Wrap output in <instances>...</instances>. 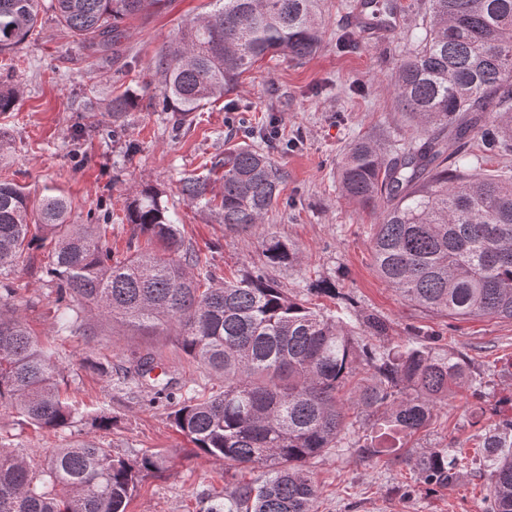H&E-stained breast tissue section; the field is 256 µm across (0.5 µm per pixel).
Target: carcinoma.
Listing matches in <instances>:
<instances>
[{
	"mask_svg": "<svg viewBox=\"0 0 512 512\" xmlns=\"http://www.w3.org/2000/svg\"><path fill=\"white\" fill-rule=\"evenodd\" d=\"M58 23L87 48L117 53L124 22L165 0H52ZM219 8L188 20L163 48L154 70L162 108L181 127L206 104L224 98L271 53L295 60L321 43L314 0H215ZM40 0H0V55L35 34ZM414 53L396 65L393 91L426 138L389 151L357 140L341 159V194L364 208L386 203L371 225L379 276L409 303L463 320L512 321V169L480 172L481 162L512 155V0H427ZM17 90L0 79V113ZM220 203L207 180L184 192L218 209L224 225L263 223L277 203L283 174L250 145L224 153ZM62 196L31 207L18 185L0 180V307L14 289L8 270L30 249L31 233L51 237L45 267L59 328L82 314L120 321L142 333L172 328L183 351L224 377L207 397L184 390L170 414L197 455L266 471L257 485L224 484L209 512H315L317 488L308 461L332 452L401 448L425 428L452 389L472 382L467 359L429 336L388 348L369 342L387 326L376 316L325 315L290 295L265 272L216 282L186 246L178 225L153 194L126 208L134 230L168 257L139 248L112 258L100 224H73ZM270 267L292 265L298 250L272 234L263 242ZM121 384L150 385L162 395L174 381L146 352L129 358ZM60 368L21 317L0 312V407L21 423L63 431L76 422L63 397ZM489 476L486 512H512V417L482 437ZM456 448H430L401 462L428 485L446 486L462 466ZM168 470L167 456L147 450L119 455L94 440L37 455L0 442V512H126L141 477Z\"/></svg>",
	"mask_w": 512,
	"mask_h": 512,
	"instance_id": "obj_1",
	"label": "carcinoma"
}]
</instances>
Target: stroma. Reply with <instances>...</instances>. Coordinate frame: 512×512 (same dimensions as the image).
<instances>
[{
  "instance_id": "35a3bbf8",
  "label": "stroma",
  "mask_w": 512,
  "mask_h": 512,
  "mask_svg": "<svg viewBox=\"0 0 512 512\" xmlns=\"http://www.w3.org/2000/svg\"><path fill=\"white\" fill-rule=\"evenodd\" d=\"M357 3L317 0L324 25L316 54L303 61L266 56L223 100L193 113L189 125L176 131L170 113L155 105L159 82L143 87L142 76L184 21L211 12L213 0H167L159 10L128 20L116 57L75 42L57 24L50 0H43L35 35L0 56V76L19 89L13 111L0 114V135L10 146L0 175L23 187L33 202L65 197L72 223L110 214L106 245L116 259L147 245L124 217L129 198L150 189L216 279L264 269L280 288L295 293L320 277L335 283L336 295L316 297L317 308L377 316L387 325L389 344L421 332L466 356L482 382L480 393L458 391L437 408L430 426L407 440L414 456L464 442V465L448 485L424 484L392 456L369 457L355 449L313 459L307 470L318 490V512H485L487 481L477 435L492 421L512 416V321L434 315L403 300L375 270L369 234L379 213L342 196L338 166L359 138L391 144L413 136L391 87L397 62L417 46L411 28L423 0H400V23L374 39L352 21ZM346 34L356 48H341ZM120 93L132 96L135 105L115 117L109 105ZM270 131L277 143L270 156L285 182L263 223L245 231L225 228L216 212L183 194L184 181L196 177L207 178L210 193L219 194L225 149L242 142L265 147ZM272 232L296 245L300 263L267 268L262 241ZM44 265L41 250L19 259L9 275L15 289L10 306L53 347L61 387L80 418L64 431L43 432L0 407V439L37 453L87 438L130 456L165 453L167 471L138 484L128 512H207L226 477L256 479L254 471L194 454L170 421L171 404L156 398L151 387L109 385L131 353L146 351L170 378L190 382L197 394L222 390L223 379L164 332L146 335L91 315L78 329L60 331ZM103 409L114 417L111 428L92 429L88 417Z\"/></svg>"
}]
</instances>
